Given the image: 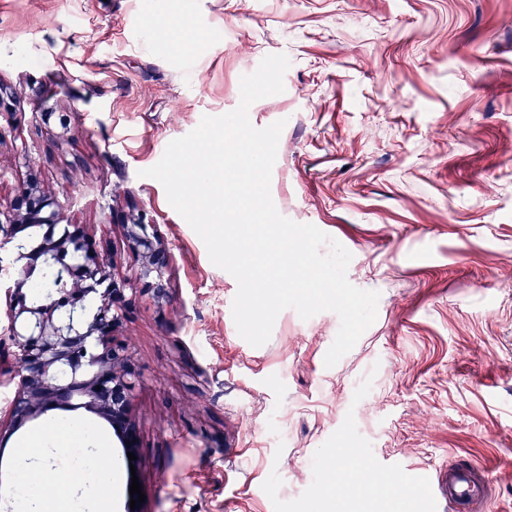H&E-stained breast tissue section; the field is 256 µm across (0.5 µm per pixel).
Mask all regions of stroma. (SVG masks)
Returning <instances> with one entry per match:
<instances>
[{
  "instance_id": "1",
  "label": "stroma",
  "mask_w": 512,
  "mask_h": 512,
  "mask_svg": "<svg viewBox=\"0 0 512 512\" xmlns=\"http://www.w3.org/2000/svg\"><path fill=\"white\" fill-rule=\"evenodd\" d=\"M270 54L285 120L271 195L352 255L377 315L334 366L330 311L284 310L269 341L237 332V282L140 177L202 116L240 101ZM0 202L29 176L129 276L110 211L144 210L172 254L169 300L139 299L119 334L137 371L127 467L108 421L112 512H448L449 463H494L512 512V0H0ZM0 293V493L19 451L68 411L19 429ZM374 484L336 482V449ZM429 482L423 494L421 482Z\"/></svg>"
}]
</instances>
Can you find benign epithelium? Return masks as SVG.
I'll use <instances>...</instances> for the list:
<instances>
[{"mask_svg": "<svg viewBox=\"0 0 512 512\" xmlns=\"http://www.w3.org/2000/svg\"><path fill=\"white\" fill-rule=\"evenodd\" d=\"M39 182L30 179L0 209V270H18L8 285L9 335L17 348V382L9 424L17 430L48 410L80 399L112 424L123 452H136L132 418L134 371L128 345L115 340L131 298L157 306L168 298L170 253L142 210L121 216L139 267L132 277L109 274L78 224H62ZM53 263L58 277L48 294H30L32 268Z\"/></svg>", "mask_w": 512, "mask_h": 512, "instance_id": "7a95c632", "label": "benign epithelium"}]
</instances>
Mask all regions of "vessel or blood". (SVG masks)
<instances>
[{
    "instance_id": "obj_1",
    "label": "vessel or blood",
    "mask_w": 512,
    "mask_h": 512,
    "mask_svg": "<svg viewBox=\"0 0 512 512\" xmlns=\"http://www.w3.org/2000/svg\"><path fill=\"white\" fill-rule=\"evenodd\" d=\"M494 485V468L489 464H449L447 498L449 512H473L474 505L489 508Z\"/></svg>"
}]
</instances>
